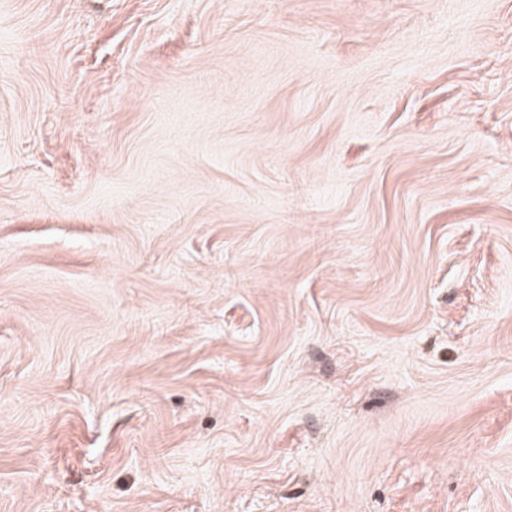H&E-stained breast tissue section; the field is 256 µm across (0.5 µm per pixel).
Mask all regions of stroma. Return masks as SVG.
Returning <instances> with one entry per match:
<instances>
[{
    "label": "stroma",
    "mask_w": 512,
    "mask_h": 512,
    "mask_svg": "<svg viewBox=\"0 0 512 512\" xmlns=\"http://www.w3.org/2000/svg\"><path fill=\"white\" fill-rule=\"evenodd\" d=\"M0 512H512V0H0Z\"/></svg>",
    "instance_id": "stroma-1"
}]
</instances>
